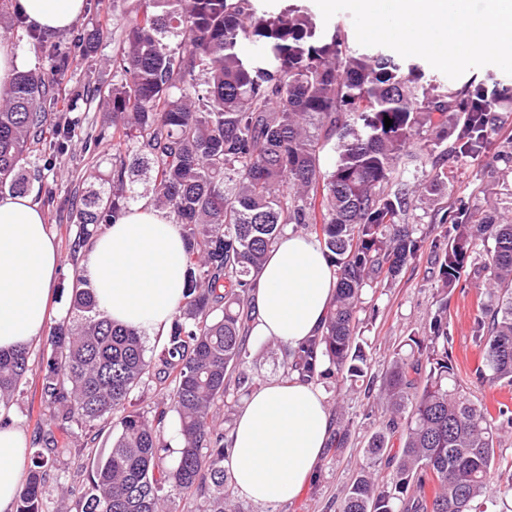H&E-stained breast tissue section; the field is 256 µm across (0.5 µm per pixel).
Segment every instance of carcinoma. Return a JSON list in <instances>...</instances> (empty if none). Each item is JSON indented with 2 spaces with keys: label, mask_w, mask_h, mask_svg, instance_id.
Listing matches in <instances>:
<instances>
[{
  "label": "carcinoma",
  "mask_w": 512,
  "mask_h": 512,
  "mask_svg": "<svg viewBox=\"0 0 512 512\" xmlns=\"http://www.w3.org/2000/svg\"><path fill=\"white\" fill-rule=\"evenodd\" d=\"M115 21L120 37L105 91L112 121L94 138L112 139L110 169L95 170L74 192L71 258L78 261L101 226L147 199L180 227L186 292L154 360L138 332L101 316L80 273L65 318L47 336L0 352V407L19 400L38 364L51 419L61 429L80 426L93 466L88 489L64 482L71 441L49 436L48 447L28 451L15 512H54L53 484L69 500L67 512H165L172 491L208 502L204 512H224L228 433L216 411L231 396L229 374L238 372L239 387L249 382L240 370L249 293L270 249L299 225L338 278L321 335L285 354L284 376L319 382L334 373L344 385L373 386L362 295L392 286L425 243L405 222L412 190L398 178V162L413 140L426 141L437 155L421 193L446 195L448 156L489 149L497 101L512 88L475 78L459 87L428 81L419 66L382 49L353 52L344 26H323L298 4L266 12L256 0H137ZM54 62L18 73L0 93V193L24 194L37 179L54 200L46 166L32 155L49 133L54 86L70 55L57 49ZM328 145L336 159L323 170ZM435 221L450 225L433 245L443 292L472 254L484 255L477 373L512 386V223L462 203L438 209ZM409 347L389 359L380 387L389 420L369 438L340 512H505L506 499L486 497L503 425L457 385L447 303ZM150 379L161 385L160 400L148 411L128 409ZM116 411L121 431L99 451ZM171 413L182 446L169 466L162 441ZM396 433L401 451L393 455ZM383 464L393 468L389 483L379 482Z\"/></svg>",
  "instance_id": "carcinoma-1"
}]
</instances>
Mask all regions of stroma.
I'll return each instance as SVG.
<instances>
[{"label":"stroma","mask_w":512,"mask_h":512,"mask_svg":"<svg viewBox=\"0 0 512 512\" xmlns=\"http://www.w3.org/2000/svg\"><path fill=\"white\" fill-rule=\"evenodd\" d=\"M84 17L65 32L54 34L58 46L67 51L72 64L55 89L57 105L50 116L51 123L75 122L76 128L64 150L41 145L40 151L50 164L46 179L52 180L55 201L44 205L46 222L56 237L64 258L59 277L55 311L50 323H57L67 311L73 270L67 260L69 241L73 236L69 224L61 221L59 204L68 198L75 184L88 168L108 169L112 156L111 141L100 142L86 149L87 140L96 137L101 126L111 121V115L98 100L88 93L89 85L107 86L112 82L111 68L102 67L103 59L111 58L115 48L112 25V0H88ZM101 33L95 55H86L79 42L80 34L91 29ZM503 123L492 135L490 150L478 157H452L447 162L448 195L442 205L451 207L467 202L470 207L512 221V174H502L493 157L512 138V112H503ZM478 259H470L465 273L448 294H440L434 255L423 248L417 259L399 275L395 285L366 291L365 351L372 360L375 378H383L391 348L403 345L409 336H425L431 318L440 305L448 310V350L456 365L457 378L465 391L484 403L491 415L506 413L512 417V386L479 382L476 369L481 362V348L475 341L476 318L485 299L483 278L479 276ZM244 369L256 382L263 383L283 376L282 350L269 340L247 338ZM41 369H33L26 377L24 394L10 414L21 428L31 447L41 446L43 438L55 429L42 399ZM329 409H343L350 421L349 438L344 448H326L322 465L314 479L308 482L290 502L276 507L275 512H339L345 490L364 462V449L370 436L385 427L388 417L384 403L376 395L358 388L339 395L335 378L322 380Z\"/></svg>","instance_id":"1"}]
</instances>
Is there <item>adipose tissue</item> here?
I'll return each mask as SVG.
<instances>
[{
    "mask_svg": "<svg viewBox=\"0 0 512 512\" xmlns=\"http://www.w3.org/2000/svg\"><path fill=\"white\" fill-rule=\"evenodd\" d=\"M32 28L59 32L86 12L85 0H18ZM84 275L99 310L148 336L166 333L185 288L179 228L140 201L85 248ZM61 266L39 204L0 197V351L36 344L49 318ZM336 278L313 237L285 234L268 254L250 299L251 333L295 351L320 335ZM332 430L322 390L295 379L260 384L243 401L229 434L224 468L234 491L257 505L293 499L312 480ZM24 432L0 428V512H15L26 451Z\"/></svg>",
    "mask_w": 512,
    "mask_h": 512,
    "instance_id": "1",
    "label": "adipose tissue"
}]
</instances>
